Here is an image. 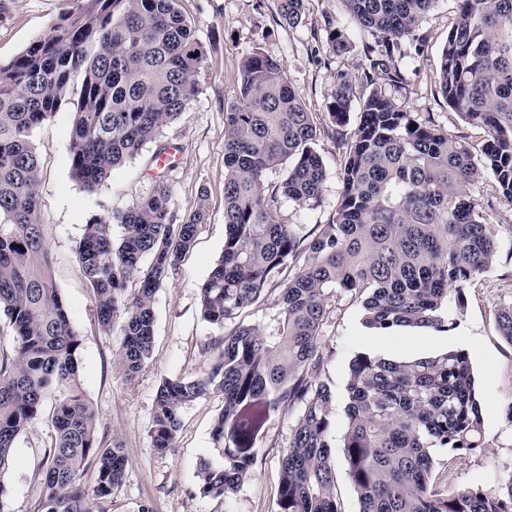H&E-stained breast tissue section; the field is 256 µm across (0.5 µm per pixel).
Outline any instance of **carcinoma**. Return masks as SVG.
Returning <instances> with one entry per match:
<instances>
[{
    "label": "carcinoma",
    "mask_w": 512,
    "mask_h": 512,
    "mask_svg": "<svg viewBox=\"0 0 512 512\" xmlns=\"http://www.w3.org/2000/svg\"><path fill=\"white\" fill-rule=\"evenodd\" d=\"M374 43L365 49L360 121L345 151L332 218L307 228L274 219L265 175L287 166L278 192L300 208L323 199L326 168L314 148L310 113L281 59L256 47L241 62L224 109V250L200 288L202 317L216 326L212 364L197 378L159 385L153 448L173 447L182 410L218 393L224 406L212 443L222 462L198 468L202 494L221 498L251 476L259 442L283 410L295 413L280 460L277 512H342L329 440L335 394L323 380L320 339L330 293L359 302L371 328L439 327L453 299L498 261V248L469 187L489 176L512 203V0H458L438 72L448 106L485 132L480 153L390 99L401 80L396 54L415 40L436 0H343ZM304 0H277L281 22L299 24ZM328 54L350 52L347 35L325 22ZM206 52L179 0H72L41 39L0 64V313L12 353L0 356V475L19 435L53 398L54 441L37 512H100L97 501L124 481L119 445L97 444L98 416L79 379L81 339L51 273L33 138L61 106L73 109L71 167L88 191L155 146L161 129L200 93ZM355 97L341 73L329 121L346 123ZM165 172L130 207L93 215L77 258L93 291V317L119 328L115 367L134 379L151 358L154 295L177 273L206 223V198L187 214L171 207ZM121 228L115 235L113 227ZM137 285L128 296L127 286ZM278 290L261 323L243 313ZM512 343V304L498 311ZM343 454L359 512H512V473L495 493L434 485L431 450L448 458L483 445L482 412L468 355L447 351L410 361L361 353L347 383ZM97 464L86 491L79 472Z\"/></svg>",
    "instance_id": "1"
}]
</instances>
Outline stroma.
Listing matches in <instances>:
<instances>
[{"instance_id":"stroma-1","label":"stroma","mask_w":512,"mask_h":512,"mask_svg":"<svg viewBox=\"0 0 512 512\" xmlns=\"http://www.w3.org/2000/svg\"><path fill=\"white\" fill-rule=\"evenodd\" d=\"M70 6L71 0H0V63L9 62L43 37ZM180 9L195 25L207 59L196 101L163 129V142L182 148L167 179L177 214H185L203 194L209 217L177 274L155 294L153 354L135 379H126L115 368L118 334L102 332L93 321V295L76 251L90 216L131 206L151 192L154 180L145 157L140 156L115 168L97 191H86L71 171L73 112L67 106L34 135L52 274L80 334V383L97 411V441L105 448L120 443L128 458L126 478L112 496L100 501L101 512H135L144 502L151 504L153 512H276L280 445L293 413L273 420L259 445L251 477L236 492L214 498L200 493L197 471L201 460L218 457L211 431L223 397L213 394L188 405L182 412L176 444L164 454L152 446L154 398L163 379L193 378L208 370L210 344L219 335L201 315L198 290L224 249V108L236 92L242 57L261 46L281 58L289 83L317 128L314 148L326 167L321 206L304 210L276 194L282 172L268 173L263 192L271 200L274 217L285 224H324L336 207L345 144L352 140L360 117L358 110H351L346 125L333 129L327 105L338 73L360 83L364 49L372 37L355 24L342 0H305L302 20L293 27L280 23L276 0H180ZM456 12V0H437L419 27L425 37L423 46L405 45L397 59L403 80L387 87L386 93L419 120L448 130L477 151L484 142V131L448 107L436 78ZM328 20L347 34L351 50L346 55L327 57L323 28ZM470 194L486 206L484 216L492 226L499 261L467 289L463 305L449 303L448 329L370 328L364 323L361 304H343L323 329V378L336 395L330 436L338 442L346 430L347 383L350 363L357 354L408 361L446 351L466 352L477 379L485 446L453 458L436 452L433 474L443 489L469 486L491 492L501 476L512 473V421L507 418L512 408V344L501 336L496 319L499 306L512 304V204L497 200L489 179L473 186ZM52 434L50 420L43 415L19 436L0 481L10 512H36L45 493L42 473Z\"/></svg>"}]
</instances>
